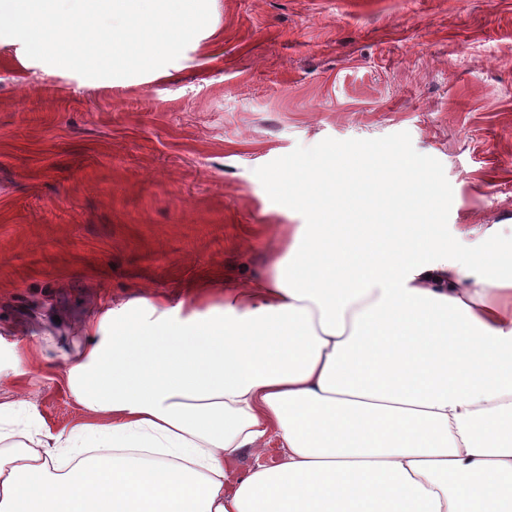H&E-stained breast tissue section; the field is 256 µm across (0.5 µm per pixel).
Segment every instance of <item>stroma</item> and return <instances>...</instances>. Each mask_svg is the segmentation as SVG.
<instances>
[{
	"label": "stroma",
	"instance_id": "obj_1",
	"mask_svg": "<svg viewBox=\"0 0 512 512\" xmlns=\"http://www.w3.org/2000/svg\"><path fill=\"white\" fill-rule=\"evenodd\" d=\"M215 34L89 79L0 42V380L36 423L88 420L62 381L90 308L264 278L310 216L271 179L315 160L433 172L449 238L512 234V0H212ZM32 352L33 347L31 345L18 346L13 344L5 357L2 358L0 348V378L9 375L10 372L18 375L20 373L19 369L27 363Z\"/></svg>",
	"mask_w": 512,
	"mask_h": 512
}]
</instances>
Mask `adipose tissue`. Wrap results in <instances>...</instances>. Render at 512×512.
<instances>
[{
	"label": "adipose tissue",
	"mask_w": 512,
	"mask_h": 512,
	"mask_svg": "<svg viewBox=\"0 0 512 512\" xmlns=\"http://www.w3.org/2000/svg\"><path fill=\"white\" fill-rule=\"evenodd\" d=\"M275 182L313 221L267 277L82 321L63 381L93 423L18 430L0 400V512H512L498 226L454 257L422 168Z\"/></svg>",
	"instance_id": "ef3b65f1"
}]
</instances>
